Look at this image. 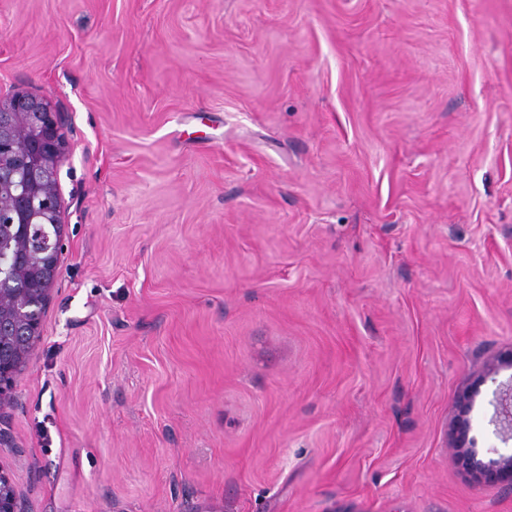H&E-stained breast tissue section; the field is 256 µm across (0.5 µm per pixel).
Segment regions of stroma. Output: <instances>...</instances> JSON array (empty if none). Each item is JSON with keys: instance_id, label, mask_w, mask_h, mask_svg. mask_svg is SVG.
Wrapping results in <instances>:
<instances>
[{"instance_id": "stroma-1", "label": "stroma", "mask_w": 512, "mask_h": 512, "mask_svg": "<svg viewBox=\"0 0 512 512\" xmlns=\"http://www.w3.org/2000/svg\"><path fill=\"white\" fill-rule=\"evenodd\" d=\"M0 91L69 144L24 512H512V0H0ZM506 370H512V352L508 357L493 359L486 364L484 370L478 375L470 390L463 398V406L455 415L453 426V437L449 444L450 452L456 461L464 468L483 472L509 471L512 473V448L489 449V453L495 457H489L486 461L479 458L477 439L469 437L471 430L470 412L476 397L480 394V387L488 380L497 383V376ZM493 412L489 423L493 426L496 437L502 444L512 442V382L511 376L507 382H499L489 400Z\"/></svg>"}]
</instances>
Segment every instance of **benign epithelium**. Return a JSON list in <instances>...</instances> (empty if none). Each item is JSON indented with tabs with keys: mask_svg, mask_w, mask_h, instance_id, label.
Wrapping results in <instances>:
<instances>
[{
	"mask_svg": "<svg viewBox=\"0 0 512 512\" xmlns=\"http://www.w3.org/2000/svg\"><path fill=\"white\" fill-rule=\"evenodd\" d=\"M65 157L61 114L47 98L15 93L0 95V212L1 200L8 197V212L26 224H55L58 235L44 242L29 238L20 241L22 271L38 283L41 305H46L58 276L62 248L63 221L58 172ZM512 370V354L486 364L463 398L455 415L450 452L464 468L479 472L512 473V450L490 449L492 457H479L477 439L469 436L470 412L480 387L496 384L489 405V423L502 444L512 442V382H497V376Z\"/></svg>",
	"mask_w": 512,
	"mask_h": 512,
	"instance_id": "7a95c632",
	"label": "benign epithelium"
}]
</instances>
